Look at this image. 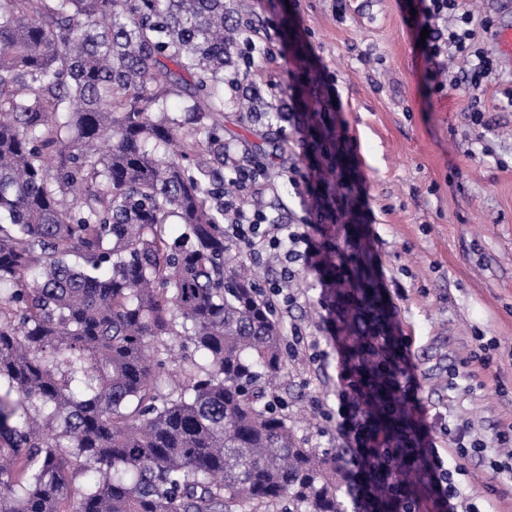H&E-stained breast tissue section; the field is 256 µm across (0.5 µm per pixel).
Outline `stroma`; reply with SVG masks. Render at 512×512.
Instances as JSON below:
<instances>
[{
  "mask_svg": "<svg viewBox=\"0 0 512 512\" xmlns=\"http://www.w3.org/2000/svg\"><path fill=\"white\" fill-rule=\"evenodd\" d=\"M410 0H233L235 17L248 21L263 54L249 79L265 98L300 94L312 111L289 130L286 164L269 168L263 197L285 224L301 223L307 193L281 177L283 167L329 171L313 156V127L345 134L340 154L351 182H363L360 199L338 198L337 221L320 225L317 241L359 242L385 295L393 335L407 337L406 359L418 386L419 436L448 448V427H469L486 450L479 456L449 453L448 467L463 503L480 512H512V448L499 435L512 426V111L498 103L512 88V69L478 95L434 91L433 65L411 19ZM337 88L340 111L321 117L327 86ZM479 98L490 130L468 127L467 108ZM224 138L235 158L245 150L271 152L239 113L225 112ZM317 271L302 269L297 297L279 320L325 350L313 362L308 351L289 353L277 393L288 396L296 432L312 448H348L335 410L342 364L337 351L351 337L343 321L327 328L318 304ZM406 297H399L395 284ZM485 346L489 372L470 377L469 352Z\"/></svg>",
  "mask_w": 512,
  "mask_h": 512,
  "instance_id": "obj_1",
  "label": "stroma"
}]
</instances>
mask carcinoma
<instances>
[{
	"instance_id": "carcinoma-1",
	"label": "carcinoma",
	"mask_w": 512,
	"mask_h": 512,
	"mask_svg": "<svg viewBox=\"0 0 512 512\" xmlns=\"http://www.w3.org/2000/svg\"><path fill=\"white\" fill-rule=\"evenodd\" d=\"M246 33L227 0H0V512H346L344 450L266 400L283 327L224 241L220 116L288 111L226 94Z\"/></svg>"
}]
</instances>
